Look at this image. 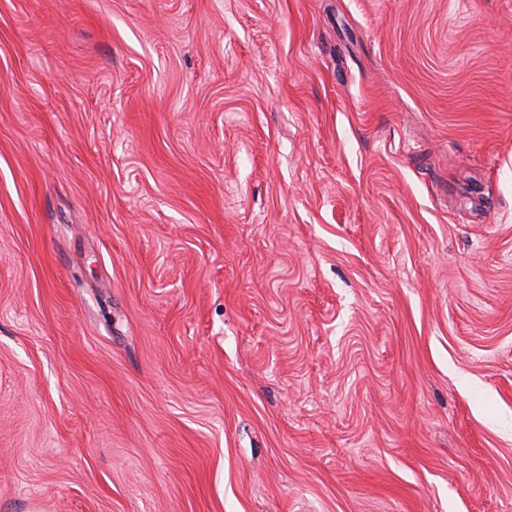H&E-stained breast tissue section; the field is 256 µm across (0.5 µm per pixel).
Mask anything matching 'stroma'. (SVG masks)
Returning <instances> with one entry per match:
<instances>
[{"instance_id": "1", "label": "stroma", "mask_w": 512, "mask_h": 512, "mask_svg": "<svg viewBox=\"0 0 512 512\" xmlns=\"http://www.w3.org/2000/svg\"><path fill=\"white\" fill-rule=\"evenodd\" d=\"M0 512H512V0H0Z\"/></svg>"}]
</instances>
